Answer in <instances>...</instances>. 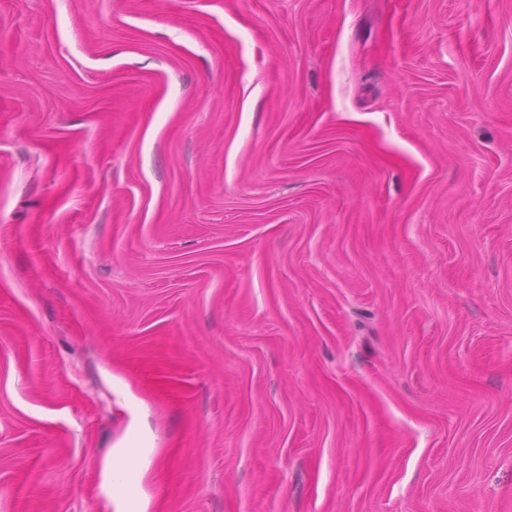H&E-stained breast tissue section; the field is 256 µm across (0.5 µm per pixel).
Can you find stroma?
<instances>
[{
    "label": "stroma",
    "mask_w": 512,
    "mask_h": 512,
    "mask_svg": "<svg viewBox=\"0 0 512 512\" xmlns=\"http://www.w3.org/2000/svg\"><path fill=\"white\" fill-rule=\"evenodd\" d=\"M512 512V0H0V512Z\"/></svg>",
    "instance_id": "1"
}]
</instances>
